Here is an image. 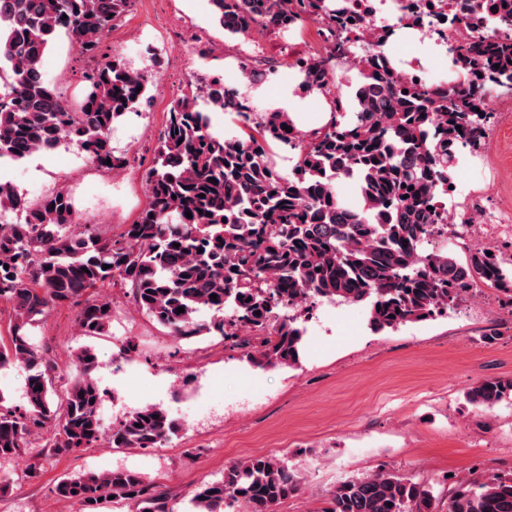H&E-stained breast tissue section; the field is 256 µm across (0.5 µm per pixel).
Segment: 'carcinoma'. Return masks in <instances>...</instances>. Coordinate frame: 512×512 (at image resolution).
I'll return each instance as SVG.
<instances>
[{
  "label": "carcinoma",
  "mask_w": 512,
  "mask_h": 512,
  "mask_svg": "<svg viewBox=\"0 0 512 512\" xmlns=\"http://www.w3.org/2000/svg\"><path fill=\"white\" fill-rule=\"evenodd\" d=\"M211 2L231 35L254 24L273 29L322 15L351 26L343 0ZM133 4L0 0V83L12 89L0 93V162L66 145L112 172L129 166L127 155L112 149L110 133L146 99L144 72L101 60L86 74L82 110L72 112L59 86L43 77L42 60L61 33L79 53L100 56L105 35ZM494 6L501 33L448 48L452 62H468V80L448 90L359 66L361 81L348 111L307 136L283 129L289 124L284 112L259 114L248 94L217 81L174 99L144 176L145 206L110 237L81 229L68 190L32 203L0 181V216H16L0 224V298L12 306L0 369L26 370L28 403L17 409L0 394V461L23 457L27 439L48 426L58 455L99 438L102 395L94 350L76 354L75 373L56 404L55 365L31 339L51 306L71 303L81 305L84 335L104 334L112 303L90 290L130 288L139 310L183 340L205 333L249 347L240 330L260 333L251 355L260 365L298 361L301 312L315 299L365 305L376 330L427 319L471 295L478 280L512 303V260L473 248L463 266L438 242L448 225L438 198L450 185L457 148L480 147L491 118L480 86L512 88V0H495ZM348 50L343 43L298 65L306 91L319 90L336 55ZM210 108L235 115L239 134L213 133ZM274 146L295 151L289 170L270 161ZM341 178L356 181L357 203L337 195ZM179 307L185 312L177 313ZM465 399L492 409L512 400V380L483 379ZM176 430L165 410L146 406L112 428L110 441L115 448H158ZM300 489L298 473L285 461L252 457L202 484L189 512H274ZM55 493L82 501L89 512H98L99 498L109 496L136 503L138 512H172L164 492L127 469L66 477ZM448 503L451 512H512V476L460 479ZM438 507L431 486L377 472L340 481L321 512Z\"/></svg>",
  "instance_id": "cac0c4a2"
}]
</instances>
